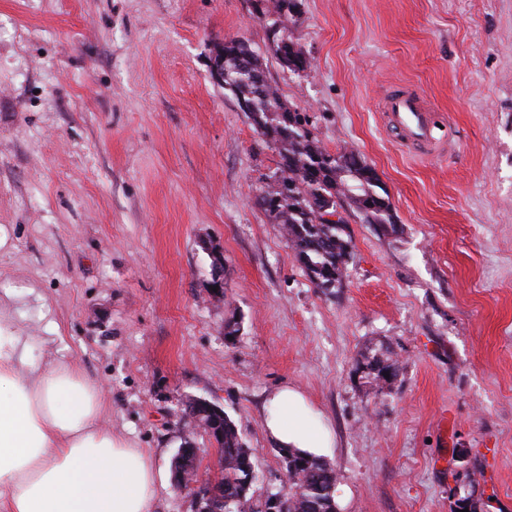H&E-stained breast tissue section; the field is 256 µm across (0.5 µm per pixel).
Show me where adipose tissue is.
<instances>
[{"mask_svg": "<svg viewBox=\"0 0 512 512\" xmlns=\"http://www.w3.org/2000/svg\"><path fill=\"white\" fill-rule=\"evenodd\" d=\"M102 407L81 370L41 363L0 320V512H152L150 458L101 427ZM264 427L277 447L332 452L331 430L294 388L269 394Z\"/></svg>", "mask_w": 512, "mask_h": 512, "instance_id": "1", "label": "adipose tissue"}]
</instances>
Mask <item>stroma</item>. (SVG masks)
I'll use <instances>...</instances> for the list:
<instances>
[{"instance_id":"stroma-1","label":"stroma","mask_w":512,"mask_h":512,"mask_svg":"<svg viewBox=\"0 0 512 512\" xmlns=\"http://www.w3.org/2000/svg\"><path fill=\"white\" fill-rule=\"evenodd\" d=\"M302 3L311 66L269 77L375 170L396 232L348 216L322 291L254 205L277 157L210 76L224 41L267 48L250 0H0V313L98 385L101 425L152 460L153 512L195 510L171 478L183 438L216 468L191 398L255 448L257 493L278 487L263 419L284 385L333 433L338 512H458L459 452L496 493L480 512H512V0ZM398 87L446 125L429 155L387 123ZM380 348L401 364L383 391L357 369Z\"/></svg>"}]
</instances>
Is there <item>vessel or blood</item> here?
<instances>
[{
  "instance_id": "b4317fda",
  "label": "vessel or blood",
  "mask_w": 512,
  "mask_h": 512,
  "mask_svg": "<svg viewBox=\"0 0 512 512\" xmlns=\"http://www.w3.org/2000/svg\"><path fill=\"white\" fill-rule=\"evenodd\" d=\"M387 118L400 143L420 155L429 154L439 143L440 126L419 97L396 92L386 100Z\"/></svg>"
}]
</instances>
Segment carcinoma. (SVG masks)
Listing matches in <instances>:
<instances>
[{"mask_svg":"<svg viewBox=\"0 0 512 512\" xmlns=\"http://www.w3.org/2000/svg\"><path fill=\"white\" fill-rule=\"evenodd\" d=\"M261 2L258 19L266 31L291 35V25L300 16L298 4L285 10L282 0ZM245 46L239 39L224 43V74L230 78L225 90L250 105L251 125L278 158L254 203L270 223L282 226L314 287L337 288L353 254L352 242L345 237L343 212L349 206L365 223L393 229L390 196L358 153L346 148L332 152L322 145L315 125L286 104L278 87L269 81L263 55L238 54ZM333 214L337 220L327 219ZM362 368L370 383L380 389L390 386L400 372L399 361L389 350L363 356ZM213 420L210 412L198 410L197 422L219 448L222 473L205 491L224 501V512H263V496L256 494L255 482H247L248 468L256 465L253 449L246 446L229 417H224L220 431L212 428ZM279 456L282 471L288 474L284 512H337L334 466L290 448L279 451Z\"/></svg>","mask_w":512,"mask_h":512,"instance_id":"cac0c4a2","label":"carcinoma"}]
</instances>
